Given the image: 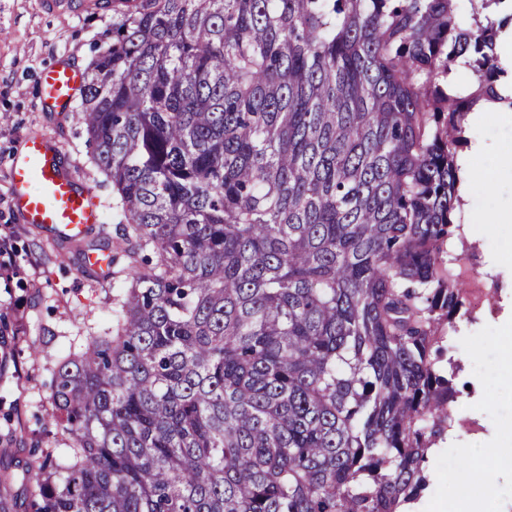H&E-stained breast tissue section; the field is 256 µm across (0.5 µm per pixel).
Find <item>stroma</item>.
<instances>
[{"instance_id":"35a3bbf8","label":"stroma","mask_w":512,"mask_h":512,"mask_svg":"<svg viewBox=\"0 0 512 512\" xmlns=\"http://www.w3.org/2000/svg\"><path fill=\"white\" fill-rule=\"evenodd\" d=\"M111 26L108 13H48L38 0H0V228L13 230L24 269L11 281L0 279V478L9 479L15 512H28L32 474L60 450L50 400L53 369L69 349L111 325L128 260L119 258L106 278L83 271L72 241L19 220L6 168L25 138L53 135L77 177L95 189L105 237L116 238L112 186L89 161L79 114L52 111L38 95L44 70L58 62L88 67L98 37ZM462 136L483 140L488 150L473 159L468 199L452 215L461 235L450 250L470 309L448 333L449 354L460 366L450 406L455 428L434 446L429 485L413 512H432L437 503L456 512L455 473L468 463L493 462L491 439L512 442V367L502 358L512 346V224L494 233L475 221L485 209L512 205L511 179L500 180L496 192L484 188L498 153L512 150V113L481 127L464 125Z\"/></svg>"}]
</instances>
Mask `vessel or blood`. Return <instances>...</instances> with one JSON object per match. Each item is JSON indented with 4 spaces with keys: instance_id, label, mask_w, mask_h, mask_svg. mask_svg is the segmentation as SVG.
<instances>
[{
    "instance_id": "1",
    "label": "vessel or blood",
    "mask_w": 512,
    "mask_h": 512,
    "mask_svg": "<svg viewBox=\"0 0 512 512\" xmlns=\"http://www.w3.org/2000/svg\"><path fill=\"white\" fill-rule=\"evenodd\" d=\"M45 11L61 8L111 10L112 0H40ZM83 74L75 66L59 63L40 79L42 101L57 112L70 111ZM14 209L24 223L49 229L55 236L76 240L100 223L99 202L94 190L79 181L60 155L53 137L27 138L8 166Z\"/></svg>"
}]
</instances>
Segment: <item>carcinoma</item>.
I'll return each mask as SVG.
<instances>
[{"label":"carcinoma","mask_w":512,"mask_h":512,"mask_svg":"<svg viewBox=\"0 0 512 512\" xmlns=\"http://www.w3.org/2000/svg\"><path fill=\"white\" fill-rule=\"evenodd\" d=\"M455 0H123L81 87L130 283L62 357L35 512H407L452 427L444 258L498 27ZM476 89L450 97L460 57Z\"/></svg>","instance_id":"cac0c4a2"}]
</instances>
